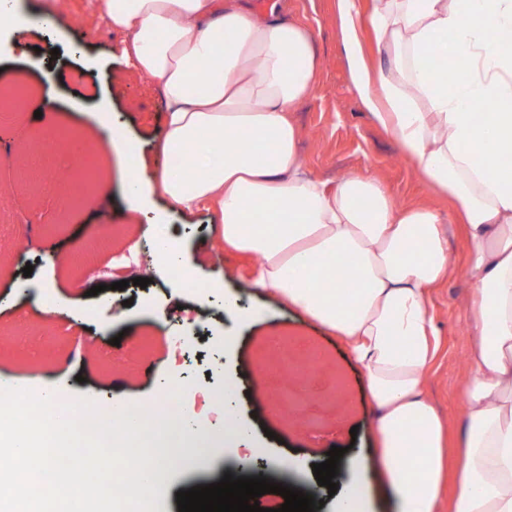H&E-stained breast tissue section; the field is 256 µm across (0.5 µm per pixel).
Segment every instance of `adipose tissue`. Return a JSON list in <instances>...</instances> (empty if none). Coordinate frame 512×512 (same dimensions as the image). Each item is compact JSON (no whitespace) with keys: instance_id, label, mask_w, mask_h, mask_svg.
<instances>
[{"instance_id":"adipose-tissue-1","label":"adipose tissue","mask_w":512,"mask_h":512,"mask_svg":"<svg viewBox=\"0 0 512 512\" xmlns=\"http://www.w3.org/2000/svg\"><path fill=\"white\" fill-rule=\"evenodd\" d=\"M63 8L44 0L33 25L0 0V50L32 27L54 26ZM285 8L286 0L262 14L248 0H107L106 23L128 35L127 63L158 82L167 105L158 152L193 157L187 174L150 170L98 101L123 197L134 208L160 195L185 213L210 205L218 248L257 258L256 287L347 341L380 412L381 464L398 512H437L441 496L444 427L422 384L437 350L429 292L450 270L442 226L461 225L474 341L454 512H512V0H337L353 87L423 181L453 200L446 213L399 206L367 168L333 181L308 171L288 114L309 96L319 63L310 29L284 19ZM439 48L448 51L442 71L427 62ZM234 139L248 149L230 148ZM345 255L358 262V287L321 285V266ZM163 441L187 454L260 450L229 383L223 432L186 420ZM336 512H368L360 460L346 466Z\"/></svg>"}]
</instances>
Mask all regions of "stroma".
I'll return each mask as SVG.
<instances>
[{
	"mask_svg": "<svg viewBox=\"0 0 512 512\" xmlns=\"http://www.w3.org/2000/svg\"><path fill=\"white\" fill-rule=\"evenodd\" d=\"M102 2L65 0L56 29L27 38L24 53L14 58L0 55V87L24 88L28 97L27 111L9 120L17 135V150L27 149L48 125L80 128L87 152L95 156V174L105 182L111 175L110 162L98 151L99 133L88 118L92 107L80 102V93L92 87L108 97L114 112L157 166L165 162L154 152L165 102L154 82L126 64L122 35L102 20L80 24L88 4ZM294 3L314 33L320 62L310 97L293 114L301 129L306 165L330 180L367 168L391 188L398 204L448 209V198L425 185L414 164L400 158L396 144L363 108L341 49L336 0ZM48 82L57 89L52 100L42 94ZM65 193L62 186L51 193L36 188L17 163L0 158V370L32 377L36 392L51 391L68 400L88 395L101 408L112 398L133 404L150 401L174 371L190 382L216 389L223 388L225 375H232L240 394V414L259 438L261 454L242 467L237 449L222 447L215 449L208 469H168L158 488L155 512H179L177 492L221 480L225 473L242 468L262 471L267 479L312 494L322 502L318 512H335V498L327 487L318 485L312 471L313 464L326 461L334 446H351L362 453L371 512H396L395 494L380 465L375 436L378 411L370 400L363 369L340 336L275 296L250 288L255 261L231 250L224 251L221 262L197 270L201 281L224 278L223 289L202 304L187 296L176 297V282L160 275L147 287L130 285L120 291V299L128 303L123 317L99 309V299L90 290L106 283L112 270L133 264L151 267L152 255L139 249L145 226L142 218L127 210L116 187L100 196L99 213L79 209L70 223H63L60 199ZM152 212L163 219L166 235L182 243L186 256L214 251L212 213L203 210L181 216L159 197L153 200ZM94 241L102 247L89 265L62 267L54 259L58 253H81ZM448 253L451 271L430 294L438 349L426 373L424 392L444 419L448 447L453 450L464 431L459 390L467 377L466 356L473 341L464 321L471 295L463 276L468 245L463 231L454 225L448 230ZM28 264L33 267L32 280L55 281L56 295L70 305L73 318L12 305L14 284ZM236 294L242 295L253 315L238 325L230 345L215 350L212 339L224 330L215 314L223 310L225 297ZM176 332L190 337L191 346L188 356L174 365L167 357V338ZM273 336L280 347L315 356L323 367L312 402L298 411L308 427L288 428L271 411L281 398L279 355L266 348ZM44 351L54 358L55 367L49 372L36 359Z\"/></svg>",
	"mask_w": 512,
	"mask_h": 512,
	"instance_id": "1",
	"label": "stroma"
}]
</instances>
